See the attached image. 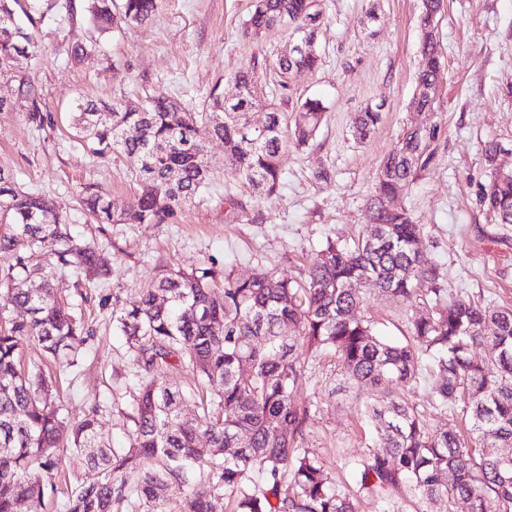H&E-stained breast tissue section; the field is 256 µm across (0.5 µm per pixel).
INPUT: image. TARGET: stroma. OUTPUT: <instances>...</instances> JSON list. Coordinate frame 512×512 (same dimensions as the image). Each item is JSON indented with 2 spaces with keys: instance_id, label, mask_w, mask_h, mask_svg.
<instances>
[{
  "instance_id": "1",
  "label": "stroma",
  "mask_w": 512,
  "mask_h": 512,
  "mask_svg": "<svg viewBox=\"0 0 512 512\" xmlns=\"http://www.w3.org/2000/svg\"><path fill=\"white\" fill-rule=\"evenodd\" d=\"M253 0H162L153 21L95 35L84 0H40L44 21L28 24L40 47L37 59L20 60L14 77L0 78V169L24 190L45 195L67 212L70 229L96 244L111 267L109 280L74 287L60 284L94 331L75 373L59 378L70 419L98 410L103 438L128 442L127 415L137 393L132 356L112 324L102 296L132 306L161 270L212 268L245 277L265 268L293 279L306 276L310 259L326 239L356 236L371 221L368 202L383 159L404 130L423 120L411 105L421 64L417 18L421 0H319L320 66L290 80L294 123L297 98L326 107L315 137L289 147L276 192L263 196L244 187L224 161V144L211 141L207 155L219 175L203 197L170 224H90L76 208L89 184L105 190L118 208L138 202V185L119 154L99 158L82 147L72 127L76 100L133 99L163 91L198 110L215 85L236 92L232 74L249 68L261 97L278 99L277 57L291 39L275 26L247 34ZM98 38L94 54L77 61L73 50ZM437 38L445 68L427 120L435 129L428 169L400 193L399 201L423 228V254L439 272L446 293L512 308V224L498 223L480 202L490 178L483 148L501 146L499 164L512 170V0H444ZM382 118L366 140L354 121L368 106ZM39 108L54 123L37 131L29 118ZM379 333L401 339L409 311L396 300L371 296L361 308ZM299 399L314 403L306 442L341 487H350L346 460L359 457L371 429L360 422L361 398L344 388L338 360L324 356L305 376ZM95 471L68 453L56 478L55 499L44 512H59L75 486Z\"/></svg>"
}]
</instances>
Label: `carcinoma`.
<instances>
[{"mask_svg":"<svg viewBox=\"0 0 512 512\" xmlns=\"http://www.w3.org/2000/svg\"><path fill=\"white\" fill-rule=\"evenodd\" d=\"M160 0H87L98 30L151 21ZM21 0H0V77L15 72L38 44L16 23ZM441 0H422L418 18L423 65L414 101L432 110L445 62L436 27ZM318 0H256L246 21L252 36L273 26L306 30L301 47L277 59L282 82L318 61ZM237 95L227 99L215 86L201 112L154 93L141 102H78L73 128L97 155L125 157L139 185L136 208L119 210L101 188L88 185L80 209L98 224H166L199 197L213 177L206 143H224V158L244 183L274 194L283 174L288 139H313L325 106L307 98L298 106L293 131L283 129L276 103L261 105L250 71L232 76ZM265 107L266 126L248 129L253 112ZM380 109L359 113L355 134L365 139L380 122ZM434 132L404 131L383 160L371 197L369 229L348 243L326 240L303 281L259 269L248 279L224 276L214 291V272L166 270L142 289L138 304L112 311L115 327L134 355L138 394L130 420V444L113 448L99 433L97 411L71 422L55 406L52 377L35 365L24 371V345L35 340L62 369L79 366L94 335L74 308L61 300L55 270L78 277L110 275L98 248L76 240L56 203L16 186L0 169V317L19 308L25 318L0 331V512L33 509L56 494L55 475L66 450L81 454L97 478L74 488L60 512H357L356 499L338 486L318 455L304 446L310 407L295 402L305 374L324 351L334 352L347 387L359 394L395 383H416L422 363L432 382L428 403L461 407L471 421L470 441L450 427L430 430L418 406L391 392L362 405L376 438L364 454L346 462L357 491L377 500L384 512H512V308L448 295L438 271L421 256V226L404 206H390L399 191L427 169ZM496 143L484 146L489 183L480 201L501 224H512V170L500 171ZM53 246L43 267L31 255ZM395 299L411 311L403 341H389L354 315L365 288ZM488 349L477 358L475 351ZM192 367L202 388H216L214 408L183 413L187 394L158 378L173 363ZM205 441L207 447L198 443ZM235 452H229V449ZM151 463L148 469L140 462ZM39 470L45 481L32 482ZM170 497L159 495L161 488Z\"/></svg>","mask_w":512,"mask_h":512,"instance_id":"cac0c4a2","label":"carcinoma"}]
</instances>
